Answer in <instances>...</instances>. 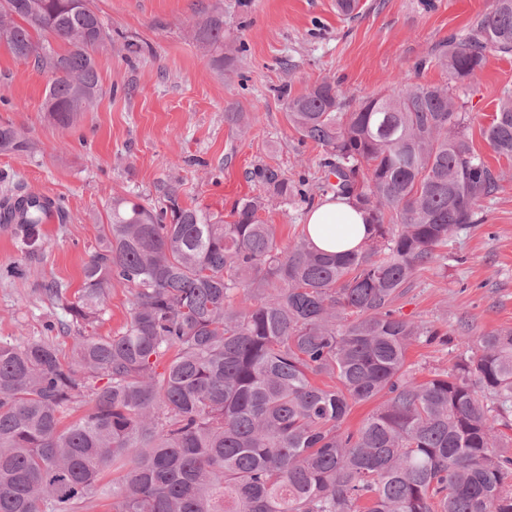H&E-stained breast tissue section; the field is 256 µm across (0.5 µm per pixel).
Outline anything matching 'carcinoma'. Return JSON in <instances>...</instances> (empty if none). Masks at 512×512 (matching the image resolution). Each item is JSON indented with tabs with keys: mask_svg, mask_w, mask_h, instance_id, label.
<instances>
[{
	"mask_svg": "<svg viewBox=\"0 0 512 512\" xmlns=\"http://www.w3.org/2000/svg\"><path fill=\"white\" fill-rule=\"evenodd\" d=\"M191 36L214 67L230 63L221 14ZM0 41L53 75L44 106L59 127L94 107L112 29L93 0H0ZM492 48L512 54V0L420 62L448 68L446 86L354 107L330 81L281 91L288 122L323 149V193L369 213L356 249L319 250L305 229L281 247L260 213L297 190L274 168L229 222L182 204L171 179L157 185L158 209L112 199L81 294L71 301L54 281L43 291L61 302L62 328L85 330L124 289L120 332L77 337L68 359L49 340L0 341V512H95L109 500V512H512V331L478 337L420 380L409 347L448 336L394 309L501 188L456 95ZM483 133L512 160L511 90ZM28 149L0 124V153ZM18 206L15 232L34 241L42 208ZM374 401L350 429L352 407Z\"/></svg>",
	"mask_w": 512,
	"mask_h": 512,
	"instance_id": "carcinoma-1",
	"label": "carcinoma"
}]
</instances>
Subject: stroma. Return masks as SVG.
<instances>
[{"label": "stroma", "mask_w": 512, "mask_h": 512, "mask_svg": "<svg viewBox=\"0 0 512 512\" xmlns=\"http://www.w3.org/2000/svg\"><path fill=\"white\" fill-rule=\"evenodd\" d=\"M94 4L112 30V48L97 57L100 100L72 129H60L44 109L50 74L17 61L0 43V123L31 142L29 151L0 153V201L33 192L54 198L68 215L42 224L30 248L0 226V339H49L66 356L76 334L59 328L65 313L42 288L55 281L70 297L81 288L113 197L158 203L156 184L171 176L181 183L184 204L227 217L238 199L263 193L259 172L271 167L322 200L323 151L289 125L281 89L297 95L330 80L355 103L396 85L447 83L431 54L492 8V0H359L350 21L335 0ZM215 13L224 17V52L233 59L221 72L189 36L194 22ZM507 86L512 55L491 51L458 93L472 115V144L502 172L501 189L394 304L401 317L433 323L453 338L410 348L407 361L421 377L454 365L462 353L457 337L512 330V161L497 157L482 134ZM229 111L245 113V127L227 123ZM307 209L297 200H274L261 217L287 246Z\"/></svg>", "instance_id": "1"}]
</instances>
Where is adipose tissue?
Instances as JSON below:
<instances>
[{"label": "adipose tissue", "mask_w": 512, "mask_h": 512, "mask_svg": "<svg viewBox=\"0 0 512 512\" xmlns=\"http://www.w3.org/2000/svg\"><path fill=\"white\" fill-rule=\"evenodd\" d=\"M305 221L312 244L323 251L357 248L370 235L365 213L345 198H325L308 212Z\"/></svg>", "instance_id": "1"}]
</instances>
